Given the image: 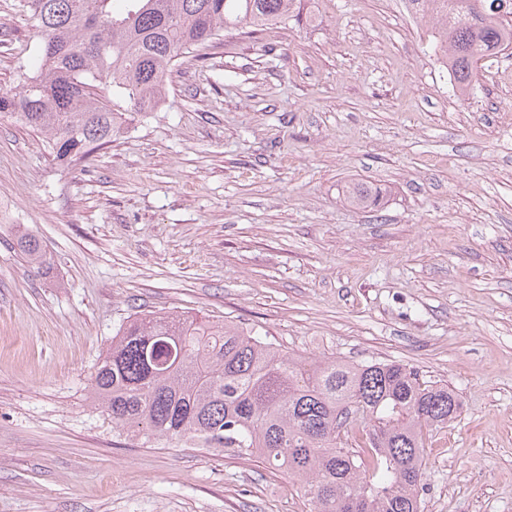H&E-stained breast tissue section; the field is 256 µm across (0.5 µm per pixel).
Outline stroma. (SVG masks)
<instances>
[{"label":"stroma","instance_id":"stroma-1","mask_svg":"<svg viewBox=\"0 0 512 512\" xmlns=\"http://www.w3.org/2000/svg\"><path fill=\"white\" fill-rule=\"evenodd\" d=\"M305 10L178 59L165 104L87 160L0 116V512H313L260 459L144 444L90 404L119 326L175 312L448 385L420 512H512V55L463 101L402 0ZM36 38L0 0V87ZM357 182L380 210L346 201Z\"/></svg>","mask_w":512,"mask_h":512}]
</instances>
